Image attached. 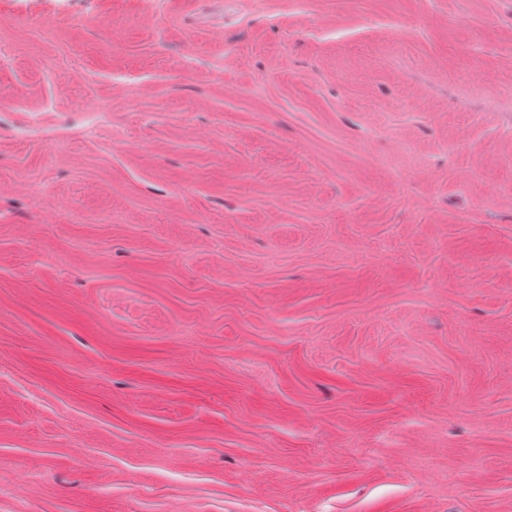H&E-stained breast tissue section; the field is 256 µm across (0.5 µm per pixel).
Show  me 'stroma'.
<instances>
[{"label":"stroma","mask_w":512,"mask_h":512,"mask_svg":"<svg viewBox=\"0 0 512 512\" xmlns=\"http://www.w3.org/2000/svg\"><path fill=\"white\" fill-rule=\"evenodd\" d=\"M0 512H512V0H0Z\"/></svg>","instance_id":"stroma-1"}]
</instances>
